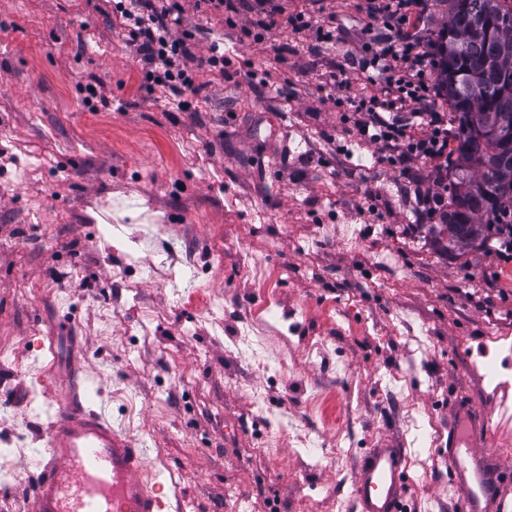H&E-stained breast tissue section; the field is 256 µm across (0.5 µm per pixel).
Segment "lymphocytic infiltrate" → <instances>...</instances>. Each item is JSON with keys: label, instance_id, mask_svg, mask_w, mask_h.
<instances>
[{"label": "lymphocytic infiltrate", "instance_id": "lymphocytic-infiltrate-1", "mask_svg": "<svg viewBox=\"0 0 512 512\" xmlns=\"http://www.w3.org/2000/svg\"><path fill=\"white\" fill-rule=\"evenodd\" d=\"M412 0H371L367 16L394 28L385 42L364 44L363 68L388 69L392 76L381 95L351 97L347 103L357 116L360 135L387 150L386 161L403 166L410 158L428 157L438 163L433 191L421 198L423 211L435 217L445 207L448 184V116L432 104L435 67L429 52L420 50L406 34ZM181 6L178 0H114L112 15L126 42L142 62L143 87L148 94L179 101L199 92L198 72H219L230 78L232 60L218 53L197 55L191 31H176Z\"/></svg>", "mask_w": 512, "mask_h": 512}]
</instances>
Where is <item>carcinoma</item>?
I'll return each instance as SVG.
<instances>
[{"mask_svg":"<svg viewBox=\"0 0 512 512\" xmlns=\"http://www.w3.org/2000/svg\"><path fill=\"white\" fill-rule=\"evenodd\" d=\"M437 82L458 122L448 165V238L470 244L512 207V0H445Z\"/></svg>","mask_w":512,"mask_h":512,"instance_id":"cac0c4a2","label":"carcinoma"}]
</instances>
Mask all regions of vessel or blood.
<instances>
[{"instance_id": "vessel-or-blood-1", "label": "vessel or blood", "mask_w": 512, "mask_h": 512, "mask_svg": "<svg viewBox=\"0 0 512 512\" xmlns=\"http://www.w3.org/2000/svg\"><path fill=\"white\" fill-rule=\"evenodd\" d=\"M82 358H73L53 401L39 473L30 490L32 512H165L145 474L146 450L91 409ZM488 417L456 404L448 421L449 483L458 512H512L499 491L502 475L479 451ZM406 452L377 448L356 467L355 512H402L410 490Z\"/></svg>"}]
</instances>
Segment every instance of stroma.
<instances>
[{"instance_id":"obj_1","label":"stroma","mask_w":512,"mask_h":512,"mask_svg":"<svg viewBox=\"0 0 512 512\" xmlns=\"http://www.w3.org/2000/svg\"><path fill=\"white\" fill-rule=\"evenodd\" d=\"M179 2L196 54L218 46L273 88L203 73L181 111L147 97L109 0H0V512H23L53 412L47 369L75 354L93 404L164 471L167 502L351 512L358 460L402 448L406 512H452L451 400L489 415L482 450L512 467V399L499 394L512 377V249L496 233L450 246L438 220L417 219L435 162H410L408 181L343 121L336 97L384 85L350 65L385 33L353 0H274L334 27L331 48L287 25L247 40L253 0L231 25ZM412 17L434 51L443 0ZM88 83L111 110L85 104ZM258 263L297 332L243 354L235 335L264 302Z\"/></svg>"}]
</instances>
